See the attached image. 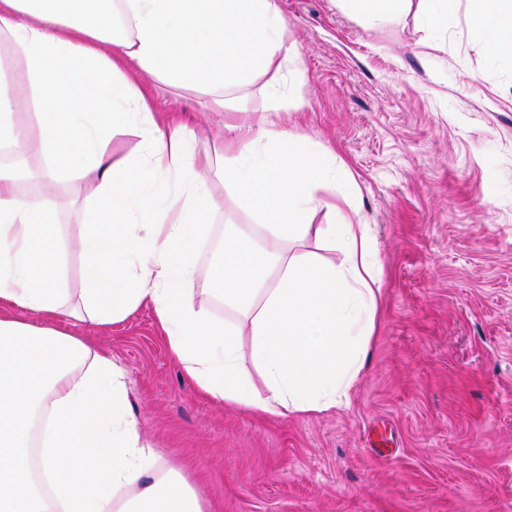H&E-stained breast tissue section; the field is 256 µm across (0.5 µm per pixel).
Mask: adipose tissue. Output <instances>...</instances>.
<instances>
[{"label": "adipose tissue", "instance_id": "ef3b65f1", "mask_svg": "<svg viewBox=\"0 0 512 512\" xmlns=\"http://www.w3.org/2000/svg\"><path fill=\"white\" fill-rule=\"evenodd\" d=\"M476 2L491 54L512 57V0ZM0 43L20 62L0 65V146L15 158L0 165V512H203L142 437L123 370L63 326L148 306L213 401L277 417L349 404L377 334L379 250L346 212L357 187L344 162L278 118L290 59L279 0H0ZM144 73L207 112L240 111L255 91L268 104L203 154L187 125L158 118ZM129 132L139 152L114 155ZM31 151L40 171L18 162ZM64 176L92 183L76 203V295L46 191ZM229 200L256 221L225 225L202 294L197 250ZM321 208L330 223H312Z\"/></svg>", "mask_w": 512, "mask_h": 512}]
</instances>
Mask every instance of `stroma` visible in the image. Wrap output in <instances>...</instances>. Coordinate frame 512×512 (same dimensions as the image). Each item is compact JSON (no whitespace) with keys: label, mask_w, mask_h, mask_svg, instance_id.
Masks as SVG:
<instances>
[{"label":"stroma","mask_w":512,"mask_h":512,"mask_svg":"<svg viewBox=\"0 0 512 512\" xmlns=\"http://www.w3.org/2000/svg\"><path fill=\"white\" fill-rule=\"evenodd\" d=\"M289 129L336 152L359 186L382 263L379 331L349 406L271 417L201 397L151 308L67 330L124 370L132 414L205 512H512V59L491 58L468 0L428 25L430 0L368 24L340 0H279ZM154 111L212 147L221 115L142 75ZM53 193L79 285L68 181ZM227 204L197 255L211 287Z\"/></svg>","instance_id":"35a3bbf8"}]
</instances>
